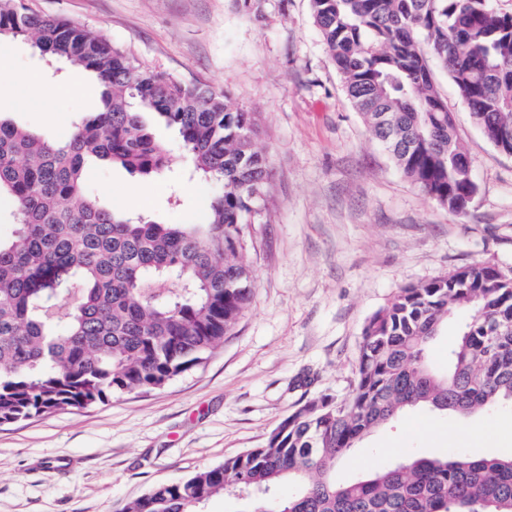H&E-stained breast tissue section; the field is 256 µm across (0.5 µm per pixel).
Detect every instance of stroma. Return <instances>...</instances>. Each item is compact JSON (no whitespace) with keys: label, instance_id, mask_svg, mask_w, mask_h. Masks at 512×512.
Masks as SVG:
<instances>
[{"label":"stroma","instance_id":"35a3bbf8","mask_svg":"<svg viewBox=\"0 0 512 512\" xmlns=\"http://www.w3.org/2000/svg\"><path fill=\"white\" fill-rule=\"evenodd\" d=\"M32 11L96 31L144 65L231 94L254 112L270 159L266 207L247 225L252 299L224 343L165 387L81 410L0 426V512H117L154 486L180 481L259 447L300 403L347 396L365 323L400 288L483 262L512 271V155L481 133L447 71L436 87L472 162L466 212L439 205L403 177L354 111L316 29L309 0H26ZM55 78L23 39L0 46V115L64 138L77 114L101 108V86L28 94L18 78ZM173 162L146 216L200 224L216 187L190 179L192 162L164 125ZM149 179L91 164L86 186L122 211ZM512 450V419L407 411L366 436L337 465L346 484L409 454Z\"/></svg>","mask_w":512,"mask_h":512}]
</instances>
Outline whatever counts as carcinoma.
<instances>
[{
  "mask_svg": "<svg viewBox=\"0 0 512 512\" xmlns=\"http://www.w3.org/2000/svg\"><path fill=\"white\" fill-rule=\"evenodd\" d=\"M344 90L394 167L463 213L470 158L430 75L442 62L499 151L512 155V15L490 0H310ZM25 39L103 87V108L54 140L0 118V195L17 220L0 239V425L161 389L195 368L251 298L241 241L260 216L267 152L253 113L227 94L141 65L84 25L0 0V44ZM159 115L220 186L204 224L115 213L85 187L92 159L163 175L168 151L143 119ZM468 315L448 365L427 351L450 315ZM512 404V274L474 262L399 289L366 322L351 393L313 397L258 448L154 487L121 512H201L215 496L245 512H512V455L407 456L338 484L332 474L373 430L416 407L467 416ZM286 481L299 485L276 496Z\"/></svg>",
  "mask_w": 512,
  "mask_h": 512,
  "instance_id": "1",
  "label": "carcinoma"
}]
</instances>
